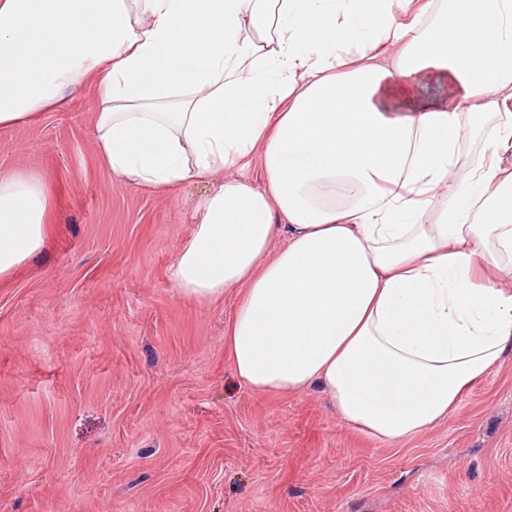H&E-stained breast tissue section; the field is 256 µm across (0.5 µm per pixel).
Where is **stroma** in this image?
<instances>
[{
  "mask_svg": "<svg viewBox=\"0 0 512 512\" xmlns=\"http://www.w3.org/2000/svg\"><path fill=\"white\" fill-rule=\"evenodd\" d=\"M87 84L0 128V173L40 174L44 250L0 280V512H512V356L448 419L389 444L327 394H260L224 351L236 293L170 269L207 192L114 176Z\"/></svg>",
  "mask_w": 512,
  "mask_h": 512,
  "instance_id": "obj_1",
  "label": "stroma"
}]
</instances>
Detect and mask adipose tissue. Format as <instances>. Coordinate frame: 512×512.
Listing matches in <instances>:
<instances>
[{"instance_id":"obj_1","label":"adipose tissue","mask_w":512,"mask_h":512,"mask_svg":"<svg viewBox=\"0 0 512 512\" xmlns=\"http://www.w3.org/2000/svg\"><path fill=\"white\" fill-rule=\"evenodd\" d=\"M91 82L126 182L169 194L260 155L261 182L198 201L171 267L196 302L237 289L224 348L248 388L322 387L398 443L512 353V0H0V127ZM49 209L41 177L0 176V279ZM492 116H486L482 124L468 127L464 136L463 148L470 156H477L484 144V138L490 127L493 125Z\"/></svg>"}]
</instances>
